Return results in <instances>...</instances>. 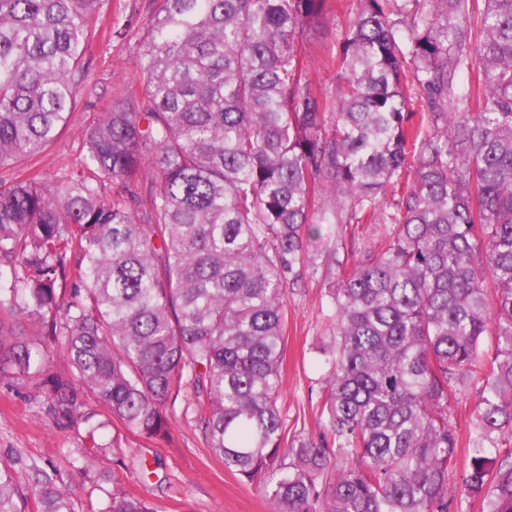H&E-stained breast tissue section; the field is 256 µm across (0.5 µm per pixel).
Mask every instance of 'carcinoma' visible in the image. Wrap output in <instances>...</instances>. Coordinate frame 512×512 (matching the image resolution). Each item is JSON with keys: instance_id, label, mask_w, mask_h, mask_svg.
<instances>
[{"instance_id": "cac0c4a2", "label": "carcinoma", "mask_w": 512, "mask_h": 512, "mask_svg": "<svg viewBox=\"0 0 512 512\" xmlns=\"http://www.w3.org/2000/svg\"><path fill=\"white\" fill-rule=\"evenodd\" d=\"M100 2L0 0V170L65 130ZM358 2L331 108L298 44L330 0H161L141 92L92 123L80 168L0 180V382L40 377L59 427L94 435L92 396L160 440L189 385L209 447L271 512H448L474 384L463 487L512 512V0ZM317 210L390 230L348 265L309 251ZM323 268L319 423L290 436L288 291ZM54 353L68 371L45 374ZM34 470L29 488L0 463V512H73ZM103 512L156 509L114 476ZM478 401L475 388L470 386L460 395L455 406L456 425L460 434V446L457 448L458 463L456 470L448 476V512H481V498L467 495L461 486L462 474L471 457L473 433H470V415Z\"/></svg>"}]
</instances>
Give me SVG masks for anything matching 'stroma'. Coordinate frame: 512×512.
Instances as JSON below:
<instances>
[{"mask_svg": "<svg viewBox=\"0 0 512 512\" xmlns=\"http://www.w3.org/2000/svg\"><path fill=\"white\" fill-rule=\"evenodd\" d=\"M160 0H102L105 24L85 60L86 77L73 113L61 137L32 167L44 180L57 182L79 166L85 152L86 132L101 112L121 106L123 93L138 90L140 60L146 24ZM357 0H334L332 13L322 25L309 30L301 42L310 79L328 100L336 98V69L328 60L341 47V34ZM328 281L324 275L303 276L288 295L286 362L279 404L289 432L316 433L320 395L326 369L316 348L332 334L326 305ZM478 401L466 388L455 407L460 434L458 463L448 476V512H481L480 499L467 495L461 477L471 457L470 415ZM47 396L32 380L13 388L0 384V461L14 465L22 480L34 479V467H62L73 512H102L111 482L91 483L61 464L64 452L84 445V433L57 428L46 412ZM169 440L147 441L126 434L121 448L127 466L119 473L127 491L146 498L158 512H270L257 483L225 468L199 432L193 389L185 387L167 410ZM148 463L152 476H143Z\"/></svg>", "mask_w": 512, "mask_h": 512, "instance_id": "1", "label": "stroma"}]
</instances>
